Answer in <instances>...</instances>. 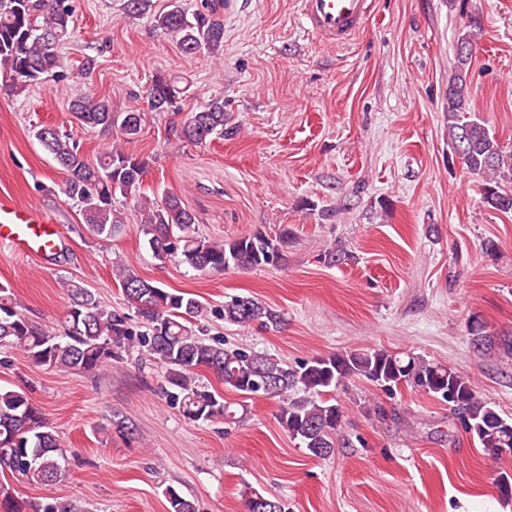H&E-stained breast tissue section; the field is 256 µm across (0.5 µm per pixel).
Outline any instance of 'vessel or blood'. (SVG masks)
Masks as SVG:
<instances>
[{
    "label": "vessel or blood",
    "mask_w": 512,
    "mask_h": 512,
    "mask_svg": "<svg viewBox=\"0 0 512 512\" xmlns=\"http://www.w3.org/2000/svg\"><path fill=\"white\" fill-rule=\"evenodd\" d=\"M375 0H299L304 31L319 43L340 46L365 31ZM62 242L54 217L0 194V243L32 259H46Z\"/></svg>",
    "instance_id": "1"
}]
</instances>
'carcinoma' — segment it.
Segmentation results:
<instances>
[{"mask_svg":"<svg viewBox=\"0 0 512 512\" xmlns=\"http://www.w3.org/2000/svg\"><path fill=\"white\" fill-rule=\"evenodd\" d=\"M129 15L152 13L155 30L170 37L187 55L224 57V0H199L190 9L184 0H170L167 9L154 12L150 0H126ZM73 0H0V76L7 90L18 96L36 85L62 78L58 46L74 31ZM474 35H463L454 50L448 79L446 112L448 139L466 170L482 176V203L503 213L512 212V152L499 144L488 123L472 112L467 77ZM187 92L176 77L157 75L146 89L152 112H178ZM69 109L85 128L116 127L125 139L139 135V113L114 112L105 99L75 98ZM224 100L212 99L187 113L177 128L179 140L203 143L237 133L226 127ZM35 138L66 174L65 196L76 202L92 236L110 240L121 223L113 206L116 195L136 196L141 233L155 257H173L200 273L230 267L250 270L277 267L287 260L293 232L284 226L275 233L257 229L227 243L200 235L197 218L175 194L157 201L140 192L146 162L114 145L91 163L70 134L50 126L35 130ZM350 254L327 248L319 262L334 266ZM127 304L142 324L135 330L128 317L101 306L78 282L62 279L69 306L59 324L38 326L22 312L12 289L0 283V346L19 350L37 366L57 370L95 371L123 359L137 349L140 360L163 370L161 394L193 422H236V412L224 397L198 384L199 372L212 371L227 388L246 395L279 398L278 420L288 435L299 440L307 454L324 459L346 445L342 435L345 407L335 391L352 377H363L393 392L402 384L448 405L461 427L477 439L494 459L502 449L512 450V419L502 417L482 399L470 382L454 369L411 353L380 349L345 350L317 356L297 366L267 353L224 346L205 337L202 320L208 307L195 295L171 292L113 265ZM224 320L247 325L258 322L278 328L281 314L249 296L224 303ZM475 347L512 357V334L493 336L478 319L469 323ZM67 456L45 414L25 390L0 388V472L17 481L51 487L66 473ZM168 512H195L192 501L172 486L165 488ZM248 512H288V504L264 496L252 487L242 491ZM0 512H86L72 500L48 495L37 502L19 496V490L0 482Z\"/></svg>","mask_w":512,"mask_h":512,"instance_id":"obj_1","label":"carcinoma"}]
</instances>
